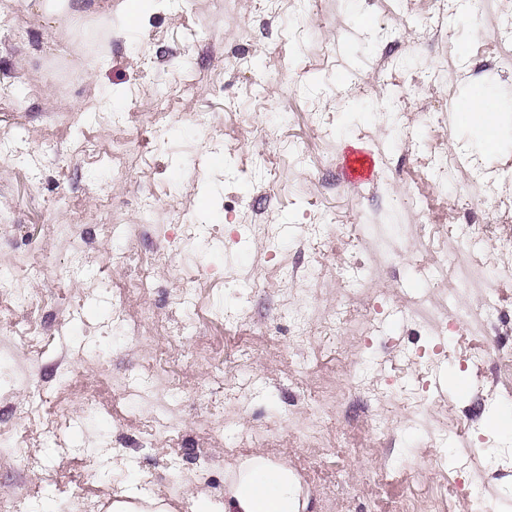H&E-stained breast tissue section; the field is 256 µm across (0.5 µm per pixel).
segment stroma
I'll return each mask as SVG.
<instances>
[{
  "label": "stroma",
  "instance_id": "stroma-1",
  "mask_svg": "<svg viewBox=\"0 0 512 512\" xmlns=\"http://www.w3.org/2000/svg\"><path fill=\"white\" fill-rule=\"evenodd\" d=\"M434 10L150 0L131 30L126 0L77 17L16 0L0 24V270L36 251L58 276L0 298V437L40 462L0 467L12 512H109L131 488L196 512L251 456L288 466L311 512H424L455 483L512 512V435L495 426L512 379L455 321L502 295L511 346L512 284L461 290L451 273L443 302L424 271L450 248L512 263L495 248L512 234V70L482 56L512 0H472L436 32ZM485 87L490 152L452 111ZM352 146L373 183L345 177ZM115 212L133 235H112ZM159 253L152 288L133 289L136 257ZM421 298L442 333L414 317ZM161 345L173 376L145 380Z\"/></svg>",
  "mask_w": 512,
  "mask_h": 512
}]
</instances>
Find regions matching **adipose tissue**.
Instances as JSON below:
<instances>
[{
  "instance_id": "1",
  "label": "adipose tissue",
  "mask_w": 512,
  "mask_h": 512,
  "mask_svg": "<svg viewBox=\"0 0 512 512\" xmlns=\"http://www.w3.org/2000/svg\"><path fill=\"white\" fill-rule=\"evenodd\" d=\"M308 506L309 497L290 469L257 456L241 464L219 509L204 500L198 512H308Z\"/></svg>"
}]
</instances>
